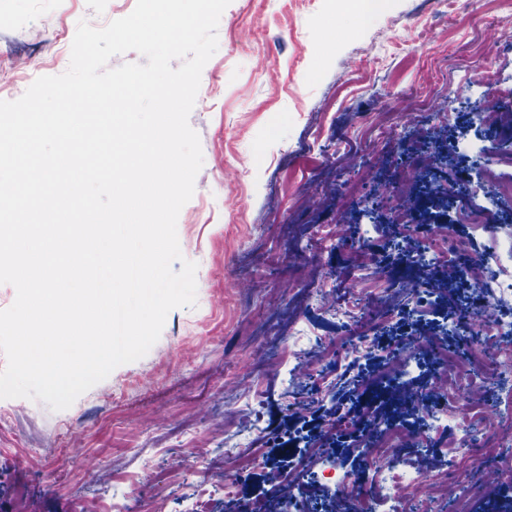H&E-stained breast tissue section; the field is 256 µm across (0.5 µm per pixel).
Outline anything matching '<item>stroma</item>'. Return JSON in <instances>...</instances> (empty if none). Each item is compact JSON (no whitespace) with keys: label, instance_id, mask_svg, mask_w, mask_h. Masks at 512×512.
I'll return each mask as SVG.
<instances>
[{"label":"stroma","instance_id":"stroma-1","mask_svg":"<svg viewBox=\"0 0 512 512\" xmlns=\"http://www.w3.org/2000/svg\"><path fill=\"white\" fill-rule=\"evenodd\" d=\"M488 0H466L455 16L433 0H231L218 49L204 66L189 117L203 153L192 198L177 220L184 260L196 263L192 308L168 314L157 342L121 365L65 410L26 398L0 399V512L19 497L23 512H85L90 503L130 496L132 507L162 500L185 512L205 490L212 512L224 497L226 457L252 428L262 460L236 475L240 497L269 507L272 474L295 468L305 440L340 410H361L367 380L407 337L432 334L458 310L489 301L456 280L445 287L427 267L432 227L450 224L469 240L452 254L456 273L472 258L494 261L498 230L512 223V197L487 205V175L472 166L469 142L512 136V40L484 22ZM133 0H0V100L23 95L36 76L70 63L79 21L103 26L129 15ZM379 54L359 63L362 44ZM432 57L436 78L419 83L417 60ZM496 99L483 119L475 106ZM448 104L438 125L434 112ZM390 115L387 128L373 113ZM436 145L441 163L412 227L377 202L381 185ZM370 155L363 180L348 158ZM488 209L481 229L460 223L459 200ZM341 224L334 247L320 227ZM375 231L367 255L355 241ZM367 258L382 288L350 293ZM420 267L422 294L399 293V268ZM378 327L357 369L326 365L299 379L295 368L332 336H354L357 316ZM253 387L244 396L242 384ZM291 452L277 454L278 443ZM479 485L468 512L512 502V476L473 468Z\"/></svg>","mask_w":512,"mask_h":512}]
</instances>
